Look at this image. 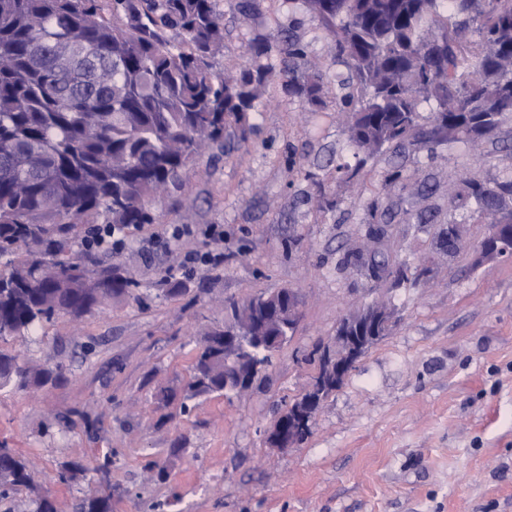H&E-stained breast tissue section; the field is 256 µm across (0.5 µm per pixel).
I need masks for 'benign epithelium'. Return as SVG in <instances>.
<instances>
[{"instance_id":"1","label":"benign epithelium","mask_w":512,"mask_h":512,"mask_svg":"<svg viewBox=\"0 0 512 512\" xmlns=\"http://www.w3.org/2000/svg\"><path fill=\"white\" fill-rule=\"evenodd\" d=\"M484 239L479 244L481 252L495 256L499 253V241L506 232L512 233L511 224H488ZM363 323L358 334L351 328L336 331L330 345L317 352V368L309 388L294 401L296 412L288 419H279L269 435V441L277 448H290L301 442V438L314 422L322 396L329 388L342 384L355 364L380 339V329L393 322L394 312L387 309L378 312L370 304L362 306ZM284 336H253L241 332L224 333V357L236 362L238 355L254 347H280Z\"/></svg>"}]
</instances>
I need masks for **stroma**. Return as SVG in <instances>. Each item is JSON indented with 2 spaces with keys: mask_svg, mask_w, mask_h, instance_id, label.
I'll list each match as a JSON object with an SVG mask.
<instances>
[{
  "mask_svg": "<svg viewBox=\"0 0 512 512\" xmlns=\"http://www.w3.org/2000/svg\"><path fill=\"white\" fill-rule=\"evenodd\" d=\"M217 4L221 66L243 63L252 37L290 29L329 77L347 76L330 32L302 9ZM266 96L249 115L250 139L228 136L204 153L179 189L152 203L155 223L114 253L139 282L136 297L0 342L20 364L60 374L42 388H0V444L31 461L56 512L94 495L110 497L112 512H512V257L477 262L481 224L466 225L456 255L437 243L449 184L511 171L512 153L494 150L476 165L451 150L432 163L392 155L345 191L335 167L355 157L335 103L316 109L275 83ZM398 162L422 193L395 204L387 252L407 260L413 288L370 282L341 263L365 242L367 206ZM312 174L327 185V207L311 197ZM215 225L223 261L182 266L186 252L214 249ZM176 227L189 236L166 249L149 244ZM172 266L186 286L175 297L162 283ZM283 288L297 292L300 317L253 386L182 402L199 333L223 324L225 301ZM374 297L395 311L390 332L323 399L304 442L273 447L277 418L315 374L316 348L332 342L347 310ZM151 461L165 480H149ZM72 464L80 474L60 482Z\"/></svg>",
  "mask_w": 512,
  "mask_h": 512,
  "instance_id": "35a3bbf8",
  "label": "stroma"
}]
</instances>
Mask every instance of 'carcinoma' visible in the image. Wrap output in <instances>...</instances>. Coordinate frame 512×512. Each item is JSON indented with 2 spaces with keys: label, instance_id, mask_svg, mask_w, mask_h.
<instances>
[{
  "label": "carcinoma",
  "instance_id": "cac0c4a2",
  "mask_svg": "<svg viewBox=\"0 0 512 512\" xmlns=\"http://www.w3.org/2000/svg\"><path fill=\"white\" fill-rule=\"evenodd\" d=\"M333 29L353 92L338 105L343 132L362 161L403 149L438 156L458 146L473 161L502 141L512 115V0H286ZM224 56V14L216 0H0V340L65 313L79 318L133 297L139 282L119 266L80 252L94 224L129 228L153 222L149 204L233 129L248 139L247 115L266 103L279 59L281 92L322 106L334 95L324 69L293 38L249 41L245 62ZM306 61L302 72L295 64ZM433 119L421 123L419 107ZM361 166H336V184ZM371 202L378 228L392 192L412 194V176L394 167ZM450 224L490 215L512 224V173L472 176L448 188ZM370 276L416 286L407 263L348 254ZM228 305L230 322L204 333L187 398L224 391V328L288 334V295ZM45 385L52 370L21 366L0 351V386ZM33 488L26 461L0 446V499ZM108 496L82 500L79 512H110Z\"/></svg>",
  "mask_w": 512,
  "mask_h": 512
}]
</instances>
